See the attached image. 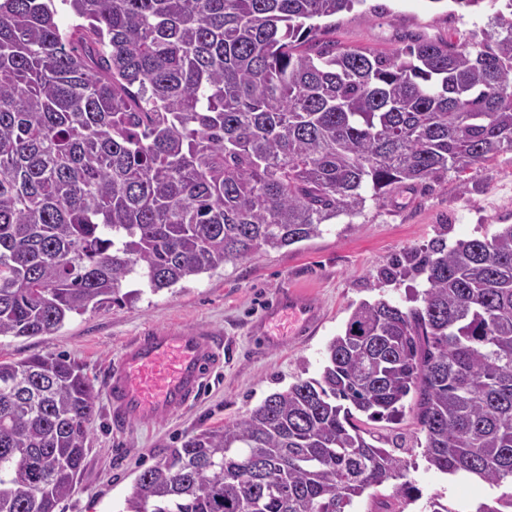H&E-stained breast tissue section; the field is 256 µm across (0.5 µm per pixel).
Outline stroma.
<instances>
[{
  "instance_id": "1",
  "label": "stroma",
  "mask_w": 512,
  "mask_h": 512,
  "mask_svg": "<svg viewBox=\"0 0 512 512\" xmlns=\"http://www.w3.org/2000/svg\"><path fill=\"white\" fill-rule=\"evenodd\" d=\"M502 0H484L476 11L429 0H364L336 16L332 36L342 43L389 51L410 36L458 38L489 30ZM512 224V150L431 186L402 187L381 205L367 203L362 215L336 219L321 235L179 284L145 294L132 304L74 316L56 332L32 337H0V360L61 354L78 363L95 386L123 344L147 328L206 325L224 338V363L202 398L162 421L119 423L106 398H99L90 428L83 470L73 494L57 512H122L136 476L164 458L187 436L232 422L269 394L301 379L319 377L326 349L342 333L361 303L384 299L412 307L427 286L419 260L433 245L454 246L483 239ZM314 296L324 321L310 336H289L273 326L274 344L261 346L251 324L284 289ZM416 398L407 396L393 418L359 414L362 428L380 447L394 450L409 468L420 497H397L393 483L374 496L355 499L351 512H428L431 498L475 512L479 503L500 496L499 488L476 479L461 480L430 468L424 435L415 419Z\"/></svg>"
}]
</instances>
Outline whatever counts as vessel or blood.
Segmentation results:
<instances>
[{
  "label": "vessel or blood",
  "mask_w": 512,
  "mask_h": 512,
  "mask_svg": "<svg viewBox=\"0 0 512 512\" xmlns=\"http://www.w3.org/2000/svg\"><path fill=\"white\" fill-rule=\"evenodd\" d=\"M318 304L295 290L280 297L272 318L309 333L318 323ZM220 335L205 328L149 329L132 338L111 365L105 395L127 421H156L186 409L203 395L223 356Z\"/></svg>",
  "instance_id": "b4317fda"
}]
</instances>
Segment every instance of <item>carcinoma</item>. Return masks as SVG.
<instances>
[{
    "instance_id": "carcinoma-1",
    "label": "carcinoma",
    "mask_w": 512,
    "mask_h": 512,
    "mask_svg": "<svg viewBox=\"0 0 512 512\" xmlns=\"http://www.w3.org/2000/svg\"><path fill=\"white\" fill-rule=\"evenodd\" d=\"M0 0V336L51 333L323 232L512 149V16L390 54L317 21L364 0ZM418 306L362 303L319 378L142 471L123 512H350L416 488L355 413L409 394L430 466L512 485V225L432 249ZM98 391L0 361V512L74 490ZM512 510V494L475 512Z\"/></svg>"
}]
</instances>
